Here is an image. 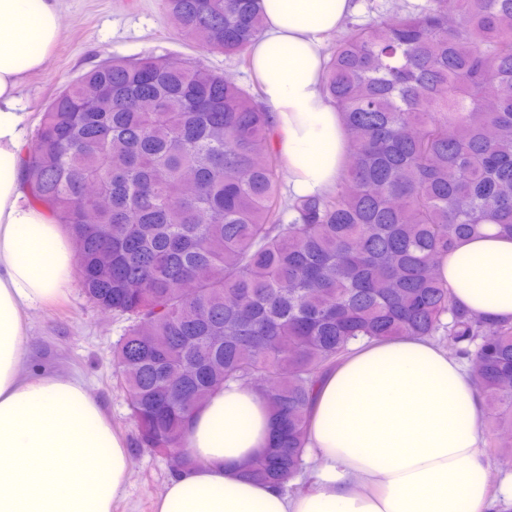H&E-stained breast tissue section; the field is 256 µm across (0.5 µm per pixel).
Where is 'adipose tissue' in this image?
I'll use <instances>...</instances> for the list:
<instances>
[{
  "label": "adipose tissue",
  "instance_id": "ef3b65f1",
  "mask_svg": "<svg viewBox=\"0 0 512 512\" xmlns=\"http://www.w3.org/2000/svg\"><path fill=\"white\" fill-rule=\"evenodd\" d=\"M264 33L251 70L272 116L293 194L332 189L349 142L322 91L323 41L355 0H259ZM60 35L56 0H0V512H112L132 462L86 383L24 374L25 316L62 291L69 236L27 204L18 93ZM439 275L469 310L512 319V239L488 228L440 258ZM475 377L432 340L359 344L317 388L307 435L312 470L287 493L245 480L240 464L270 440L266 401L235 383L189 420L194 460L154 512H489ZM67 467H60V457Z\"/></svg>",
  "mask_w": 512,
  "mask_h": 512
}]
</instances>
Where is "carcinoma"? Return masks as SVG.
Wrapping results in <instances>:
<instances>
[{"instance_id":"cac0c4a2","label":"carcinoma","mask_w":512,"mask_h":512,"mask_svg":"<svg viewBox=\"0 0 512 512\" xmlns=\"http://www.w3.org/2000/svg\"><path fill=\"white\" fill-rule=\"evenodd\" d=\"M161 4L201 52L250 65L258 0ZM323 92L350 142L325 194L283 199L257 95L152 53L69 81L21 157L29 203L74 243L83 294L129 322L113 363L138 444L173 476L193 464L192 414L236 382L266 399L273 426L240 473L284 488L304 467L317 385L360 342L448 337L512 427V321L472 313L437 273L485 227L512 236V0H428L350 27ZM87 206L94 224L80 223Z\"/></svg>"}]
</instances>
